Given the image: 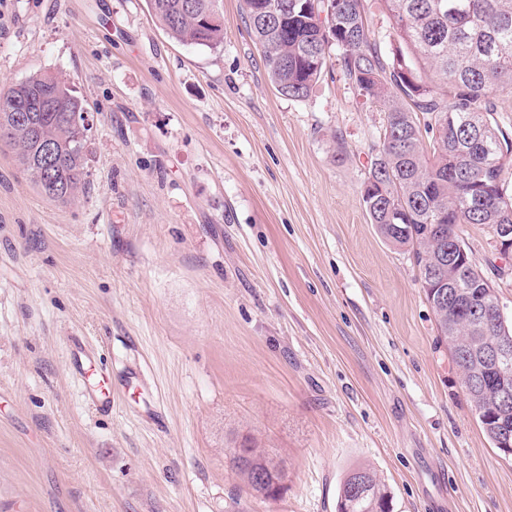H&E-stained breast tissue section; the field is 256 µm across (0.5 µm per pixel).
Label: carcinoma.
<instances>
[{
    "instance_id": "cac0c4a2",
    "label": "carcinoma",
    "mask_w": 512,
    "mask_h": 512,
    "mask_svg": "<svg viewBox=\"0 0 512 512\" xmlns=\"http://www.w3.org/2000/svg\"><path fill=\"white\" fill-rule=\"evenodd\" d=\"M324 0H242V10L260 46L269 79L289 99L309 96L320 80L331 45L342 50L344 73L359 95L387 109L379 155L370 171L377 183L363 195L371 223L397 247L412 249L425 292L437 282L439 233L451 224L512 225V182L505 159L512 138L493 118L494 95L512 88V0H382L394 30L413 60L383 57L371 38L363 0H335L333 18L321 17ZM151 14L173 40L209 50L224 43L223 0H146ZM84 101L60 75L40 73L0 94V146L9 147L34 184L44 179L37 166L42 142L56 149L59 169L47 199L68 204L89 183L91 142L86 135ZM430 116L432 144L423 141L417 113ZM454 281L460 303L487 293L488 278L462 260ZM441 335L461 373L466 395L483 432L495 441L512 432V416L499 414L495 371L486 384L472 386L478 360L470 348L478 341L512 343V323L490 319L476 324L464 310L434 309ZM245 466H230L256 485V474L274 466L255 447ZM368 477L367 494L350 496L353 480ZM339 512H390V496L369 468L344 479Z\"/></svg>"
}]
</instances>
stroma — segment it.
<instances>
[{
    "label": "stroma",
    "instance_id": "35a3bbf8",
    "mask_svg": "<svg viewBox=\"0 0 512 512\" xmlns=\"http://www.w3.org/2000/svg\"><path fill=\"white\" fill-rule=\"evenodd\" d=\"M240 4L210 51L145 0H0V91L61 75L92 141L67 205L0 151V512H336L361 466L393 512H512V456L362 201L384 107L333 46L307 98L279 95ZM458 233L511 321L492 234ZM77 342L111 412L84 400ZM248 440L285 472L277 499L226 459ZM102 364L101 355L86 349H80L74 354L71 366L75 373L86 371L90 376L97 374L95 385H91L86 389V402L99 413H108L112 411V380L109 376L99 372L96 365Z\"/></svg>",
    "mask_w": 512,
    "mask_h": 512
}]
</instances>
